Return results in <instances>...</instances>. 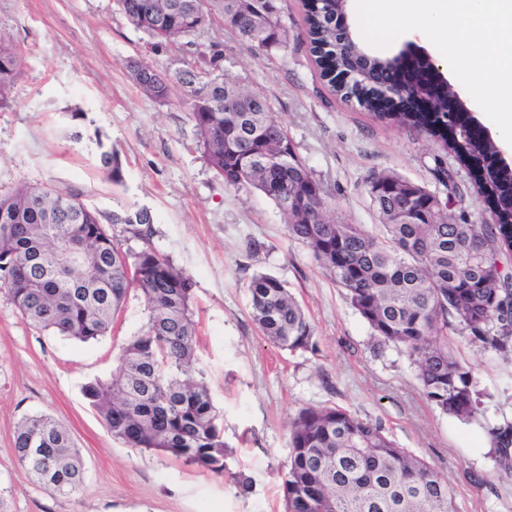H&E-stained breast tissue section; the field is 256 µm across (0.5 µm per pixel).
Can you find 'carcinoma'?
<instances>
[{"label": "carcinoma", "mask_w": 512, "mask_h": 512, "mask_svg": "<svg viewBox=\"0 0 512 512\" xmlns=\"http://www.w3.org/2000/svg\"><path fill=\"white\" fill-rule=\"evenodd\" d=\"M127 20L152 39L177 50L219 23L255 51L288 49V22L281 0H117ZM336 0L309 7L308 35L336 46L328 13ZM341 59H365L360 81L384 59L352 41ZM223 50L210 45L198 69L184 70L198 143L207 164L235 188L254 189L274 202L290 235L305 245L324 273L369 325L379 343L406 350L416 366L425 399L444 414L476 420L485 394L473 369L455 353L453 336L485 352L512 359V270L501 266L512 251V175L499 166L492 142L476 146L452 136L445 93L425 94L437 112H379L440 138L464 163L484 172L480 194L493 200L496 224H454L448 203L433 224L420 220L424 187L391 173L369 182L380 224H338L287 128L265 97L241 88L242 102L225 111L233 82L220 74ZM20 59L0 35V109L11 103ZM140 88L158 100L170 83L157 76ZM99 160L112 182H122L119 158L98 143ZM411 198L410 221L393 213ZM304 201L290 206L288 201ZM112 225L145 238L153 223L145 208L112 213ZM66 249L77 252L71 267ZM0 285L23 318L36 328L86 342L108 334L131 290L141 292L148 318L121 348L108 380L85 388L112 436L132 448L182 458L204 471L224 473L225 444L209 391L193 377L196 327L193 278L151 245L123 250L98 214L79 195L46 186L19 185L0 193ZM255 324L270 341L289 350H315L314 329L301 304L278 278L256 274L250 283ZM497 473L512 476V419L486 426ZM290 465L282 482L285 512H456L448 477L424 459L399 448L381 426L340 407H307L292 422ZM18 463L55 495H73L84 468L68 429L48 415L22 420L14 433Z\"/></svg>", "instance_id": "1"}]
</instances>
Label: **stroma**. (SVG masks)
I'll return each instance as SVG.
<instances>
[{
	"instance_id": "35a3bbf8",
	"label": "stroma",
	"mask_w": 512,
	"mask_h": 512,
	"mask_svg": "<svg viewBox=\"0 0 512 512\" xmlns=\"http://www.w3.org/2000/svg\"><path fill=\"white\" fill-rule=\"evenodd\" d=\"M286 14L287 50L252 52L215 25L177 51L136 29L116 0H0V31L21 60L12 105L0 111V193L42 185L77 193L103 218L151 211L152 246L195 282L197 356L227 445L223 474L204 472L114 438L86 398V386L111 377L122 342L147 321L138 291L111 333L81 342L30 325L0 286V512H285L291 421L322 406L380 424L398 447L447 474L457 512H512V478L496 473L484 428L512 418V362L457 339L458 356L490 398L478 421L440 413L409 356L376 342L274 203L225 185L203 157L177 77L216 42L225 78L266 97L337 222L373 229L368 185L382 172L449 199L454 218L489 219L493 203L476 193L477 170L334 92L311 52L305 0H287ZM133 59L169 78L168 100L133 82ZM103 145L121 161V183L99 163ZM452 183L460 189L453 197ZM260 272L302 305L315 350L290 351L259 332L248 285ZM41 414L63 422L81 452L85 482L75 495L49 493L15 459L17 423Z\"/></svg>"
}]
</instances>
